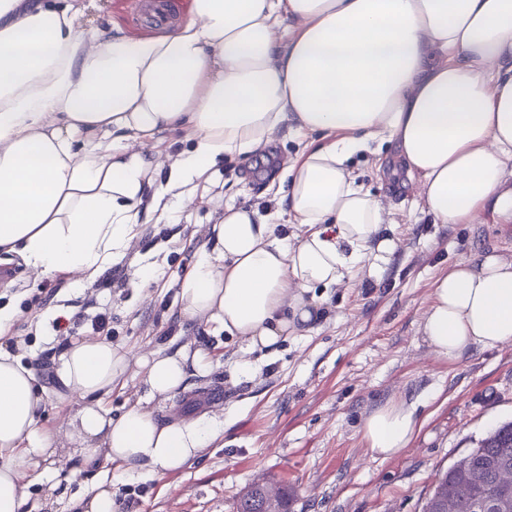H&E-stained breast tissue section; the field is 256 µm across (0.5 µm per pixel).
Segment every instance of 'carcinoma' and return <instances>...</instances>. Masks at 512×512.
I'll return each mask as SVG.
<instances>
[{
    "mask_svg": "<svg viewBox=\"0 0 512 512\" xmlns=\"http://www.w3.org/2000/svg\"><path fill=\"white\" fill-rule=\"evenodd\" d=\"M467 456L470 467L483 473V484H470L462 470L451 466L448 471L438 475L434 489L427 499L425 512H435L436 498L444 487L455 492L457 512H481L483 502L497 487L501 466L512 462V422L500 426L481 440Z\"/></svg>",
    "mask_w": 512,
    "mask_h": 512,
    "instance_id": "obj_1",
    "label": "carcinoma"
}]
</instances>
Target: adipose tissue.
<instances>
[{"label": "adipose tissue", "instance_id": "1", "mask_svg": "<svg viewBox=\"0 0 512 512\" xmlns=\"http://www.w3.org/2000/svg\"><path fill=\"white\" fill-rule=\"evenodd\" d=\"M81 0H0V254L39 276L92 284L136 244L144 214L172 217L224 156L267 150L285 125L320 146L283 163L274 211L225 206L210 247L179 283L181 321H204L269 349L318 317L316 288L382 269L388 211L350 166L395 144L426 210L469 224L512 217V0H188L163 33L85 28ZM182 133L189 149L160 156ZM298 225L274 234L275 219ZM421 331L455 360L512 342V261L478 253L434 283ZM146 395L169 400L205 376L210 354L139 356L76 340L58 375L81 400L69 435L85 462L129 476L183 468L215 419L160 420L108 398L131 366ZM32 370L0 349V512H22L56 435ZM422 424L390 402L364 419L372 458L391 459Z\"/></svg>", "mask_w": 512, "mask_h": 512}]
</instances>
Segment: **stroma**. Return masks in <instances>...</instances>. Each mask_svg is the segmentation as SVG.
Instances as JSON below:
<instances>
[{
    "label": "stroma",
    "instance_id": "1",
    "mask_svg": "<svg viewBox=\"0 0 512 512\" xmlns=\"http://www.w3.org/2000/svg\"><path fill=\"white\" fill-rule=\"evenodd\" d=\"M85 5L86 26L111 21L133 35L151 30L135 0ZM310 143L285 127L270 148L272 164L225 158L191 199L176 205L171 220L142 225L138 246L92 284L38 277L11 262L15 285L0 287V306L18 315L0 346L20 349L45 388L46 428L64 434L80 406L58 382L55 366L67 344L92 337L89 319L99 312L110 317L109 340L133 353L170 343L209 351V374L156 412L166 420L207 415L223 424L198 458L161 477H124L103 460L50 458L55 488L30 485L25 512H77L80 498L104 477L112 480L116 512H235L238 496L259 478L292 487L293 512H423L438 473L493 425L512 420V343L448 361L420 332L441 274L476 253L512 258V221L485 211L471 224L434 223L388 146L381 156L363 153L351 161L392 212L383 230L398 248L380 275L327 290L313 330L288 337L273 354L246 352L240 339L203 324L180 325L175 284L206 248L221 201L270 208L265 188L275 165ZM148 262L158 270L152 282L138 275ZM61 322L66 332L58 331ZM245 359L253 375L237 374L236 361ZM398 400L416 405L422 429L399 456L373 459L362 422Z\"/></svg>",
    "mask_w": 512,
    "mask_h": 512
}]
</instances>
